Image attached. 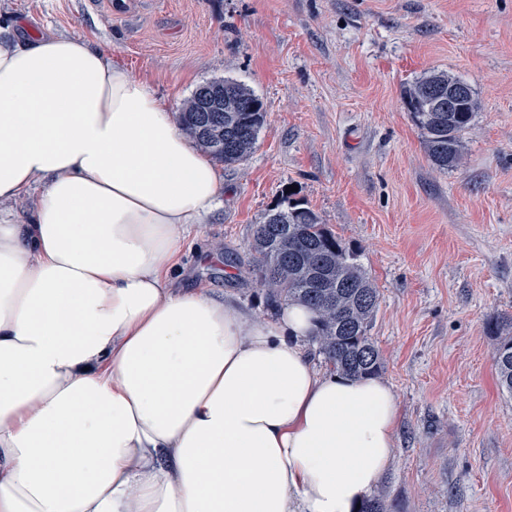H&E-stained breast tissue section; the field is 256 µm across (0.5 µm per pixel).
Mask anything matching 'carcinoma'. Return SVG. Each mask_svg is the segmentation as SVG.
Wrapping results in <instances>:
<instances>
[{
	"label": "carcinoma",
	"mask_w": 512,
	"mask_h": 512,
	"mask_svg": "<svg viewBox=\"0 0 512 512\" xmlns=\"http://www.w3.org/2000/svg\"><path fill=\"white\" fill-rule=\"evenodd\" d=\"M457 83L446 72L432 73L404 93L430 160L443 169L455 162L478 108L472 93L460 106L448 99V85ZM220 99L228 111L213 109ZM188 103L181 125L206 153L225 164L246 160L265 119L263 103L250 88L214 79L200 85ZM253 249L261 281L275 286L274 302L300 303L315 315L317 339L334 370L353 378L379 375L382 358L369 336L379 296L357 253L293 201L256 226ZM493 359L499 387L512 394L511 336L500 340Z\"/></svg>",
	"instance_id": "1"
}]
</instances>
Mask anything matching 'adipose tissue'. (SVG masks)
<instances>
[{
    "label": "adipose tissue",
    "mask_w": 512,
    "mask_h": 512,
    "mask_svg": "<svg viewBox=\"0 0 512 512\" xmlns=\"http://www.w3.org/2000/svg\"><path fill=\"white\" fill-rule=\"evenodd\" d=\"M223 200L146 79L84 38L0 29V512L369 499L395 458L392 388L318 371L301 305L258 318L174 286Z\"/></svg>",
    "instance_id": "adipose-tissue-1"
}]
</instances>
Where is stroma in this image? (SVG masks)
<instances>
[{
	"label": "stroma",
	"mask_w": 512,
	"mask_h": 512,
	"mask_svg": "<svg viewBox=\"0 0 512 512\" xmlns=\"http://www.w3.org/2000/svg\"><path fill=\"white\" fill-rule=\"evenodd\" d=\"M16 20L111 51L176 113L214 79L254 90L265 124L224 166L179 287L275 316L254 230L284 199L313 210L379 293L370 334L399 429L373 497L512 512V396L493 360L512 325V0H0V26ZM441 71L479 102L446 170L403 99Z\"/></svg>",
	"instance_id": "35a3bbf8"
}]
</instances>
